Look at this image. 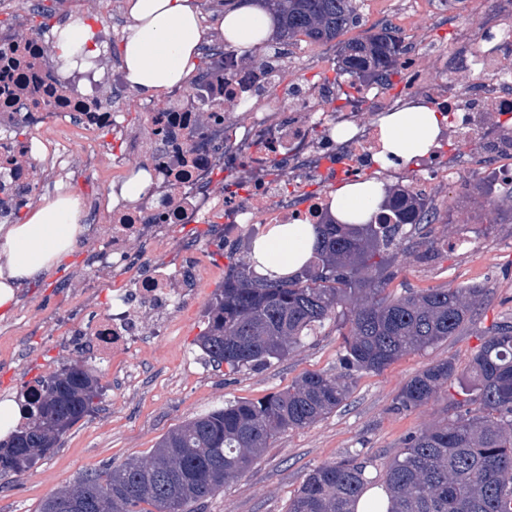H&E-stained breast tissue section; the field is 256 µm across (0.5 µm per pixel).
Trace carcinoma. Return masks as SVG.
I'll return each mask as SVG.
<instances>
[{"instance_id":"carcinoma-1","label":"carcinoma","mask_w":512,"mask_h":512,"mask_svg":"<svg viewBox=\"0 0 512 512\" xmlns=\"http://www.w3.org/2000/svg\"><path fill=\"white\" fill-rule=\"evenodd\" d=\"M279 34L267 49L331 42L358 23L357 0H257ZM402 39L388 28L340 44L338 74L348 86L398 74ZM429 222L425 201L402 185L367 224L316 225L314 260L293 279L254 276L242 257L207 313L198 348L232 371L264 366L300 346L328 321L343 336L344 372H306L288 389L198 417L168 433L148 463L92 471L49 497L40 512H187L250 468L276 433L307 427L346 401L354 372H381L402 356L451 336L474 315L485 289L427 288L385 294L386 269L406 225ZM460 384L454 417L414 432L388 463V512H512V321L497 323L467 369L448 359L411 378L394 401L417 409ZM98 379L74 367L43 376L26 394L24 422L0 442V472L18 475L58 446L96 406ZM375 481L356 457L309 473L288 512H355Z\"/></svg>"}]
</instances>
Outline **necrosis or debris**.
<instances>
[{"label":"necrosis or debris","mask_w":512,"mask_h":512,"mask_svg":"<svg viewBox=\"0 0 512 512\" xmlns=\"http://www.w3.org/2000/svg\"><path fill=\"white\" fill-rule=\"evenodd\" d=\"M215 73L200 80L191 95L173 90L148 112L144 132L128 141L144 157L151 192L113 207L112 246L99 249L97 263L141 241L150 229L169 224H220L230 232H250L260 224L316 223L322 197L299 206L316 179L343 174L358 179L380 152L382 115L417 99L448 117L443 137L413 171L394 162L385 174L408 182L427 200L438 198L463 162L478 159L480 173L512 187V136L489 123L488 109L512 113V0L478 30L464 34L443 59L450 82L428 80L435 58L423 33H413L400 58L402 95L385 83L351 93L332 83L279 86L273 61L246 64L232 50L218 51ZM81 63L62 68L45 34L27 36L14 47L13 32L0 28V222L13 213L4 188L29 195L28 167L41 141L36 133L49 117L66 120L94 138L122 124L114 100L101 102L97 90L81 91ZM233 138H226L227 129ZM228 176L217 185V173ZM179 271L141 273L128 267L125 287L112 294L87 345L100 360L124 354L137 339L168 335L185 296Z\"/></svg>","instance_id":"4bbe7bcc"}]
</instances>
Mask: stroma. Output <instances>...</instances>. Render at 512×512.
<instances>
[{"mask_svg":"<svg viewBox=\"0 0 512 512\" xmlns=\"http://www.w3.org/2000/svg\"><path fill=\"white\" fill-rule=\"evenodd\" d=\"M40 2L41 12L32 13L23 9V0H0V25L29 34L39 30L45 10L56 25L82 33L93 24L112 35L98 80L106 79L111 66L120 65L122 45L130 32L124 0ZM492 7V0H455L448 17L436 0L418 6L404 0H360V22L345 36L351 39L384 27L387 16L396 15L403 20L399 36L421 31L431 48L444 54L463 30L482 24ZM294 49L297 60L282 69L281 82L335 76V43L301 42ZM44 133L57 139L67 155L71 192L80 197L84 209H96L101 226H108L110 211L101 201L112 185V161L127 156V145L111 133H100L104 150L88 177L84 174L87 143L56 124L48 125ZM481 181L471 168L461 169L457 184L434 201L435 220L410 228L387 285L388 293L395 296L410 289L486 288L482 303L460 334L404 355L381 372L356 374L341 407L308 427L276 435L247 471L195 504V512H287L290 499L310 472L349 456L366 461L371 475L384 477L389 460L410 433L448 419L444 392L411 411H394L393 404L402 387L436 361L449 357L466 368L486 331L512 317V190L499 186L486 195L478 189ZM221 231L218 224L173 225L132 246L128 263L147 272L172 262L174 244L193 245L198 255L171 332L161 339H140L124 358L98 364L101 402L60 439L54 454L22 475L0 476V512H39L44 500L75 485L88 471L131 459L150 461L169 431L199 416L284 390L308 371L341 373L344 349L332 323L286 358L264 367L232 373L226 366L204 361L196 340L206 327L207 310L223 288L225 274L244 254L243 247H225ZM431 240L437 247L429 254L425 244ZM95 241L92 233L80 239L60 268L21 288L19 304L0 319V394L20 397L38 377L71 362L81 342L74 329L93 326L110 291L122 287L119 271L107 267L92 273L88 261Z\"/></svg>","mask_w":512,"mask_h":512,"instance_id":"1","label":"stroma"}]
</instances>
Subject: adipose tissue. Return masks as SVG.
Listing matches in <instances>:
<instances>
[{"mask_svg":"<svg viewBox=\"0 0 512 512\" xmlns=\"http://www.w3.org/2000/svg\"><path fill=\"white\" fill-rule=\"evenodd\" d=\"M131 32L122 48V68L138 94L156 97L186 84L202 42L198 12L190 0H127ZM274 31L272 16L254 0H240L218 18L225 44L250 56ZM442 117L412 105L388 113L381 121L383 148L411 160L436 145ZM387 194L383 182L368 179L345 184L331 194L329 214L342 224L373 219ZM77 197L56 194L31 207L22 222L0 225V311L18 302V290L60 266L87 231ZM317 232L310 224H272L252 241L250 261L256 276L268 280L294 278L315 255Z\"/></svg>","mask_w":512,"mask_h":512,"instance_id":"ef3b65f1","label":"adipose tissue"}]
</instances>
